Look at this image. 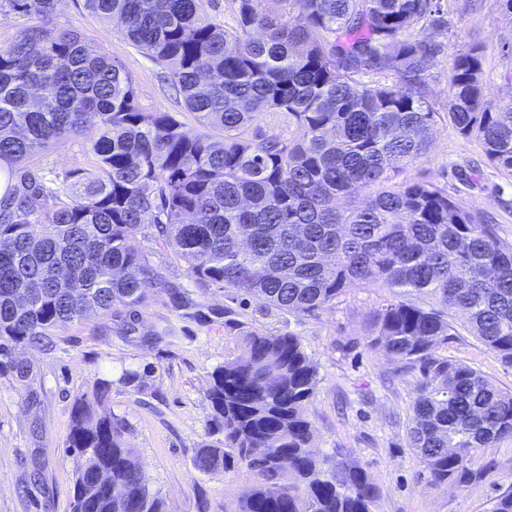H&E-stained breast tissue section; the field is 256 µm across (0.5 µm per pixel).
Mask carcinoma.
<instances>
[{"label": "carcinoma", "mask_w": 512, "mask_h": 512, "mask_svg": "<svg viewBox=\"0 0 512 512\" xmlns=\"http://www.w3.org/2000/svg\"><path fill=\"white\" fill-rule=\"evenodd\" d=\"M5 2L35 23L0 41V371L31 388L34 365L14 351L53 350L89 309L133 314L166 296L193 318L159 252L201 291L298 317L379 286L394 300L372 315L370 343L415 380L411 447L434 485L477 477V457L512 439V393L439 349L463 330L512 367V243L445 188L392 179L443 118L512 172V101L484 104L475 46L454 58L447 112L429 103L439 0H234L232 29L205 0H83L163 70L195 133L141 109L119 63L54 25L57 0ZM278 112L288 137L248 138ZM89 130L85 165L54 180L24 166ZM317 375L298 336L257 328L211 373L208 426L222 439L193 464L251 475L235 512H373L365 470L311 450ZM111 386L97 380L71 407L72 512H166L123 419L103 411ZM103 481L117 494L82 498Z\"/></svg>", "instance_id": "obj_1"}]
</instances>
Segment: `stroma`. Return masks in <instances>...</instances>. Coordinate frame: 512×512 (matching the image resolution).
Returning <instances> with one entry per match:
<instances>
[{
	"instance_id": "obj_1",
	"label": "stroma",
	"mask_w": 512,
	"mask_h": 512,
	"mask_svg": "<svg viewBox=\"0 0 512 512\" xmlns=\"http://www.w3.org/2000/svg\"><path fill=\"white\" fill-rule=\"evenodd\" d=\"M463 0H440L446 20L434 38L442 51L430 83L429 100L438 112L448 103V79L455 56L473 44L483 48L484 101L512 100V15L496 0H484L476 13H463ZM57 26L76 29L130 74L140 107L176 112L187 130H196L180 95L163 82L161 69L132 47L116 27L84 9L82 0H59ZM82 141H68L28 164L48 176L84 163ZM399 181H432L465 207L487 214L502 239L512 242V172L493 166L478 140L459 135L448 123L433 130L430 152L398 176ZM164 275L189 288L192 310L202 320L185 322L176 337L153 333L175 321L168 299L157 298L137 315L134 334L122 333L121 318L90 315L61 333L49 353L19 349L37 372L36 402L23 388L0 375V512H71L75 462L67 449L71 407L76 396L92 391L99 379L112 382L108 407L124 419L125 439L144 465L146 483L159 492L168 512H234L236 499L250 486L246 472L203 473L192 459L215 435L208 429L205 398L210 374L236 346L237 333L224 325L230 301L223 291L193 288L184 262L160 258ZM384 288H351L336 307L315 318H299L250 300L237 319L245 328L299 336L316 362L318 386L309 407L320 455L347 458L367 472L378 491L374 512H489L493 499L512 486V440L498 444L477 466L479 476L464 484H430L409 446L411 376L398 361L370 345V313L390 301ZM449 360L482 371L499 389L512 392V367L468 335L449 340ZM139 374L123 381L124 370Z\"/></svg>"
}]
</instances>
